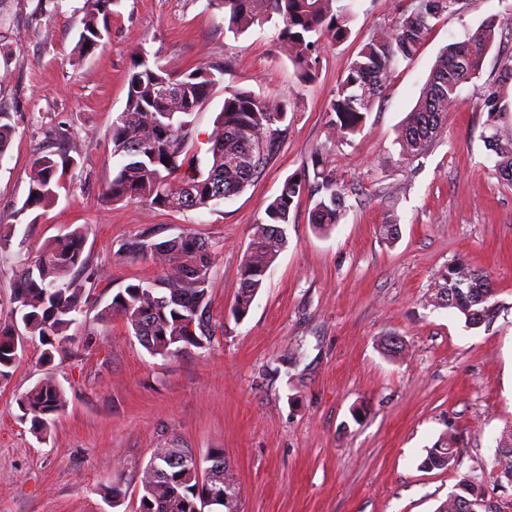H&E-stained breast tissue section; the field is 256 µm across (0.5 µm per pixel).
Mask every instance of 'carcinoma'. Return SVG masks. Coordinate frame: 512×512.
Returning a JSON list of instances; mask_svg holds the SVG:
<instances>
[{"label": "carcinoma", "instance_id": "1", "mask_svg": "<svg viewBox=\"0 0 512 512\" xmlns=\"http://www.w3.org/2000/svg\"><path fill=\"white\" fill-rule=\"evenodd\" d=\"M92 4L80 20V53L102 45L108 32V6L118 0H87ZM462 0H410L391 24L378 28L361 45L356 58L340 79L328 104L330 120L325 143L312 157V172L285 178L268 203L264 218L253 232L241 268V287L231 309L237 322L250 313L266 274L286 246V226L291 212L309 187L316 194L309 223L320 233L329 232L347 211V198L356 188L336 178L334 148L351 141L366 115L380 101L394 72V65L414 56L424 44L431 21L457 11ZM224 10L226 32L237 37L254 25L277 19V48L294 66L297 79L309 83L316 77L322 41L349 38L351 7L342 0H208ZM512 33V12L484 20L466 40L448 45L439 56L418 100L399 127L395 144L406 161L426 156L443 139L448 110L458 102L459 87L480 77L486 53L496 33ZM229 71L219 61L200 63L181 73L161 60L145 55L134 62L124 109L112 121L113 155L120 165L106 186L114 202L136 201L153 208L194 211L210 209L243 192L268 164L278 139L288 129V103L273 101L252 91L224 87V105L208 137L205 168L187 158L193 115ZM167 81L177 87L171 98L160 95ZM512 87V56L501 59L499 73L484 86L476 102L487 113L483 142L493 156V170L512 185V113L506 97ZM77 164L66 149L43 152L34 158L27 195L17 216H29L57 202L67 189L66 172ZM87 227L79 225L42 245L24 263L14 286L13 314L17 322L0 326V380L8 379L20 363L22 338L36 337L46 346L42 358L71 339L69 330L79 323L86 283L77 271L86 268L84 246ZM221 246L186 231L153 242L150 236L132 240L123 251L150 259L158 276L148 282L130 283L117 292L101 312V320L119 319L152 355L167 357L193 346L206 348L222 323H212L209 283ZM496 291L484 274L462 262L452 263L430 285L428 301L435 308L455 309L470 326L490 323L497 311ZM385 353L402 358L408 346L399 336L383 340ZM67 399L63 387L51 377L39 380L19 400L23 418L39 436L47 431L50 416L60 413ZM455 441L448 437L427 452L422 466L448 469L455 462ZM493 468L498 485L512 487V425L497 441ZM222 467L220 479L211 481L207 469L185 448H159L142 471L138 512H195L198 503L214 497L223 512L224 494L236 495V486L224 450L207 457ZM484 502L481 480L465 475L438 512H476Z\"/></svg>", "mask_w": 512, "mask_h": 512}]
</instances>
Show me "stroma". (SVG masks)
<instances>
[{
    "label": "stroma",
    "mask_w": 512,
    "mask_h": 512,
    "mask_svg": "<svg viewBox=\"0 0 512 512\" xmlns=\"http://www.w3.org/2000/svg\"><path fill=\"white\" fill-rule=\"evenodd\" d=\"M350 4L349 39L324 43L315 81L301 84L277 51L274 24L233 37L208 0H120L104 46L85 57L76 49L85 0H0V112L15 128L0 155V224L15 227L0 248V323L11 321L23 263L79 224L91 227L84 254L94 279L79 326L52 362L38 339H25L19 366L0 382V512H136L143 468L171 445L202 462L223 449L239 512H437L465 475L481 477L497 512H512V489L499 488L492 470L496 440L512 424V185L493 175L486 116L472 109L512 53V34L496 37L480 78L460 86L428 156L404 163L395 143L440 52L512 10V0H463L435 21L360 133L336 152L337 175L359 190L344 219L317 234L303 195L249 315L238 323L230 314L252 225L288 175L310 168L337 83L361 44L390 24L396 0ZM142 53L180 69L230 64L194 115L190 153L202 163L225 86L287 101L288 130L242 193L189 212L106 198L118 166L110 129ZM63 142L80 153L67 191L37 223H17L33 158ZM390 186L400 189L396 199L384 195ZM391 221L400 226L392 242L380 233ZM185 231L221 245L209 315L224 334L203 349L154 356L122 321L99 314L128 283L156 274L149 260L120 254L123 243ZM458 260L496 288L500 311L490 325L469 326L425 301L432 279ZM390 335L403 337L408 358L383 353ZM296 345L303 359L279 365ZM47 376L64 387L67 406L38 437L18 400ZM447 436L455 465L421 468ZM112 485L121 490L116 504L104 493Z\"/></svg>",
    "instance_id": "35a3bbf8"
}]
</instances>
